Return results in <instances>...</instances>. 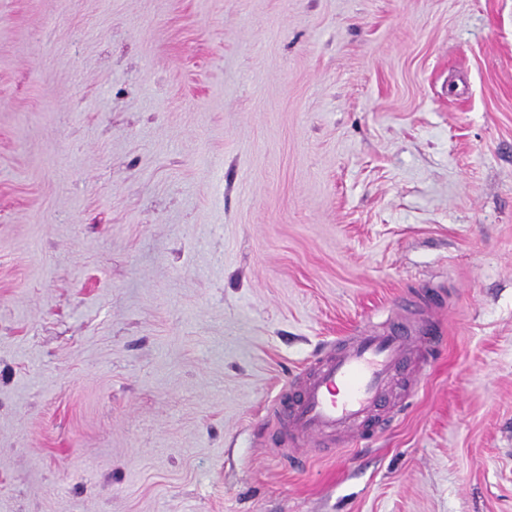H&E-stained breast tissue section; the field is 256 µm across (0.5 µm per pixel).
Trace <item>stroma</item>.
<instances>
[{"instance_id": "1", "label": "stroma", "mask_w": 512, "mask_h": 512, "mask_svg": "<svg viewBox=\"0 0 512 512\" xmlns=\"http://www.w3.org/2000/svg\"><path fill=\"white\" fill-rule=\"evenodd\" d=\"M434 290L406 416L279 460ZM0 512H512V0H0Z\"/></svg>"}]
</instances>
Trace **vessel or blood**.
<instances>
[{
    "instance_id": "vessel-or-blood-1",
    "label": "vessel or blood",
    "mask_w": 512,
    "mask_h": 512,
    "mask_svg": "<svg viewBox=\"0 0 512 512\" xmlns=\"http://www.w3.org/2000/svg\"><path fill=\"white\" fill-rule=\"evenodd\" d=\"M441 305L438 297H422L417 311L341 337L318 354L274 401L273 413L289 437L327 448L347 433L365 434L391 405L395 386L413 397L427 356L442 342L432 315Z\"/></svg>"
}]
</instances>
